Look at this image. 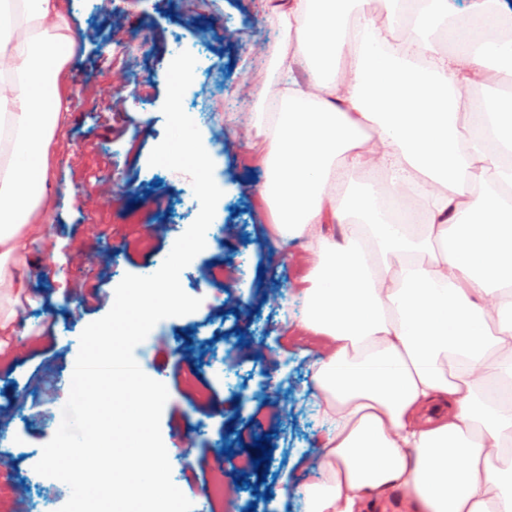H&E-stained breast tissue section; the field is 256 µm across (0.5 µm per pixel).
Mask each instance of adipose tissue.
<instances>
[{"mask_svg": "<svg viewBox=\"0 0 512 512\" xmlns=\"http://www.w3.org/2000/svg\"><path fill=\"white\" fill-rule=\"evenodd\" d=\"M288 0L269 18L292 36L253 126L266 177L255 189L280 243L311 238L292 331L324 339L311 367L324 450L296 486L303 512H512V113L460 125L483 75L512 94L504 6L448 16V0ZM441 35L394 37L409 19ZM76 46L67 0H0V288L23 291L28 242L56 193V132L69 120ZM492 47L485 66L482 48ZM308 69L307 82L293 75ZM382 185L344 189L352 171ZM421 190L426 220L395 226L380 192ZM343 228L341 237L328 231Z\"/></svg>", "mask_w": 512, "mask_h": 512, "instance_id": "1", "label": "adipose tissue"}]
</instances>
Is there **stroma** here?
Here are the masks:
<instances>
[{
    "instance_id": "1",
    "label": "stroma",
    "mask_w": 512,
    "mask_h": 512,
    "mask_svg": "<svg viewBox=\"0 0 512 512\" xmlns=\"http://www.w3.org/2000/svg\"><path fill=\"white\" fill-rule=\"evenodd\" d=\"M99 3L75 0L71 10L78 36L67 64L71 118L54 140L58 192L33 252L38 265L25 294L0 295V316L15 307L21 318L16 332L0 330V346L10 352L9 364L0 365V432L20 424L10 452L23 459L0 469V512H17L20 499L30 510L40 498L58 508L68 501L57 479L37 489L26 481L68 399L52 384L72 373L81 333L107 314L123 277L159 268L192 223L178 206V185L148 163L165 130L173 37L189 52L205 46L214 64L198 73L185 100L205 111L215 96L224 98L222 115L205 127L216 149L213 175L224 183L223 233L180 274L184 292L208 297V306L158 321L133 356L168 390L161 435L192 512H201L223 448L237 446L247 429L270 435L271 461L266 479L250 468L246 485L233 489L236 512H248L258 490L270 494L260 512H301L286 488L315 476L323 456L319 424L306 407L310 366L325 349L299 341L283 321L299 309L310 239H294L284 251L275 245L271 220L252 195L264 170L250 158L263 148L250 124L255 92L276 80L288 38L270 23L263 0H115L109 11ZM106 174L108 201L93 191ZM218 265L221 291L209 275ZM98 279L106 301L77 305L81 283ZM190 347L201 354L197 376L181 362Z\"/></svg>"
}]
</instances>
